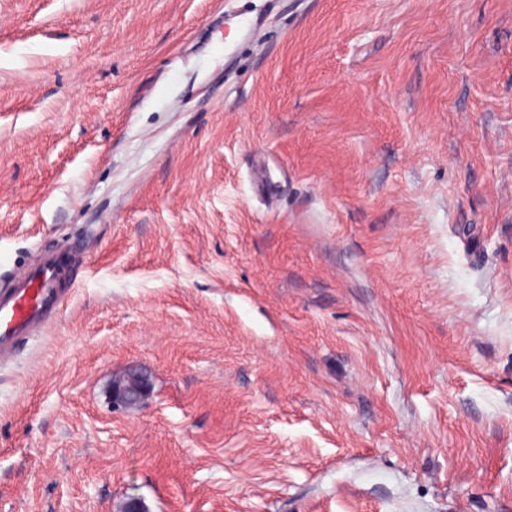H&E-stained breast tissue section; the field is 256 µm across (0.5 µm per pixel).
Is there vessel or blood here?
I'll return each mask as SVG.
<instances>
[{
	"label": "vessel or blood",
	"mask_w": 512,
	"mask_h": 512,
	"mask_svg": "<svg viewBox=\"0 0 512 512\" xmlns=\"http://www.w3.org/2000/svg\"><path fill=\"white\" fill-rule=\"evenodd\" d=\"M71 276L69 256L44 252L20 278L0 284V360H9L17 344L37 335L67 299L65 282Z\"/></svg>",
	"instance_id": "vessel-or-blood-1"
}]
</instances>
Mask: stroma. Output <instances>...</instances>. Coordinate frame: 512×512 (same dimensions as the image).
Masks as SVG:
<instances>
[{
  "label": "stroma",
  "instance_id": "stroma-1",
  "mask_svg": "<svg viewBox=\"0 0 512 512\" xmlns=\"http://www.w3.org/2000/svg\"><path fill=\"white\" fill-rule=\"evenodd\" d=\"M50 249L0 512H512V0H0V274ZM140 382V378L138 375V371L134 369H128L123 372L121 375L115 378L112 383V388L115 386L116 390H112V402L114 405L118 407H125L126 405H137L141 406L145 402H143V398L146 393V386H144L140 390H133L132 392L121 391L130 386H136ZM120 389V390H119ZM133 398L137 401V403H129V400Z\"/></svg>",
  "mask_w": 512,
  "mask_h": 512
}]
</instances>
